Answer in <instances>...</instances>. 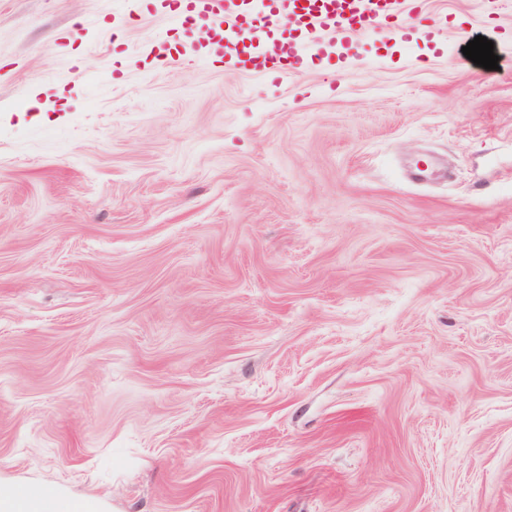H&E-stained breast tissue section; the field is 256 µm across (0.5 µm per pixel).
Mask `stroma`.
I'll list each match as a JSON object with an SVG mask.
<instances>
[{
  "mask_svg": "<svg viewBox=\"0 0 512 512\" xmlns=\"http://www.w3.org/2000/svg\"><path fill=\"white\" fill-rule=\"evenodd\" d=\"M426 8L282 77L0 0L1 491L512 512V0Z\"/></svg>",
  "mask_w": 512,
  "mask_h": 512,
  "instance_id": "stroma-1",
  "label": "stroma"
}]
</instances>
